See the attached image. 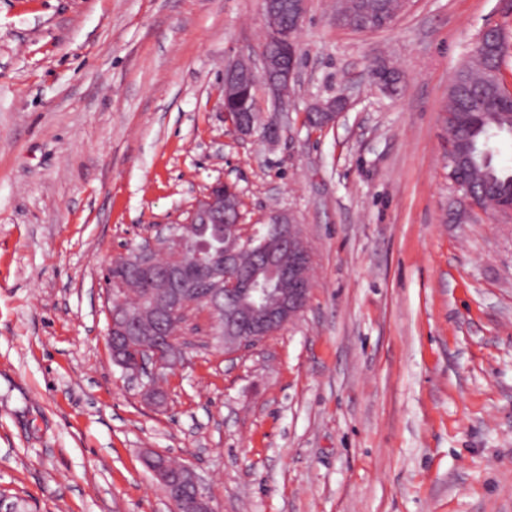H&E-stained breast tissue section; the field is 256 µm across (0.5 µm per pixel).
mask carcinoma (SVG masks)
<instances>
[{
  "label": "carcinoma",
  "instance_id": "cac0c4a2",
  "mask_svg": "<svg viewBox=\"0 0 512 512\" xmlns=\"http://www.w3.org/2000/svg\"><path fill=\"white\" fill-rule=\"evenodd\" d=\"M404 0H340L336 18L353 25L367 17L377 27L403 7ZM496 49L489 57L475 55L454 72L448 86V155L467 173L470 200L479 207L496 209L512 199V172L498 168L491 146L493 138L512 136V88L502 74L505 38L496 32ZM208 227L196 225L188 232L186 254L196 262L195 248L206 238Z\"/></svg>",
  "mask_w": 512,
  "mask_h": 512
}]
</instances>
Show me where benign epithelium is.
I'll list each match as a JSON object with an SVG mask.
<instances>
[{
	"instance_id": "7a95c632",
	"label": "benign epithelium",
	"mask_w": 512,
	"mask_h": 512,
	"mask_svg": "<svg viewBox=\"0 0 512 512\" xmlns=\"http://www.w3.org/2000/svg\"><path fill=\"white\" fill-rule=\"evenodd\" d=\"M307 0H293L291 17L283 23L280 16L268 6L262 7L265 25V42L274 44L278 53L288 58L269 76L272 57L264 52L257 54L259 69L253 75L263 76L267 93L276 111L282 112V100L288 95V87L296 75L297 35L306 14ZM375 77L387 92L397 91L398 75L380 68ZM224 83L235 86L243 93L250 80L241 78L237 63L224 70ZM343 108V99L332 98L316 102L306 114L311 124L329 127L336 122ZM224 119L232 130L241 136H251L261 131L264 139L275 136L276 129L266 124L259 126L257 112H231L224 110ZM240 197L236 192L216 182L190 210L187 224H215L224 228V249L202 260L207 287H200L198 279L189 276L182 265L184 238L173 227L156 226V233L148 236L135 250L120 258L126 275L113 279L108 310L107 344L114 363L127 377L138 381L141 394L153 404L164 403V395L158 387L159 380L177 372L184 363L183 353L171 348L166 336L167 326L180 319L190 309H203L223 328L227 349L255 345L292 322L305 308L310 291L307 280V262L310 257L297 251L294 246L296 218L289 213L273 214L260 237L241 242ZM246 250L253 253V264L277 274V297L269 299V289L256 279L242 276L240 257ZM136 279L151 285V303L138 310L131 308L125 298L126 280ZM150 363L129 361L122 357L120 341H144ZM165 455L151 452L145 457L148 470L163 485L175 483V491L169 496L173 512H215L207 488L194 468L182 463L177 478H172Z\"/></svg>"
}]
</instances>
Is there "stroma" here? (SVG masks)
<instances>
[{
	"instance_id": "1",
	"label": "stroma",
	"mask_w": 512,
	"mask_h": 512,
	"mask_svg": "<svg viewBox=\"0 0 512 512\" xmlns=\"http://www.w3.org/2000/svg\"><path fill=\"white\" fill-rule=\"evenodd\" d=\"M335 17L308 0L288 113L259 93L269 143L223 112L261 0H0V493L26 512H172L147 448L216 512H512V220L456 202L443 121L485 29L512 84V0ZM219 180L244 236L296 216L309 301L233 353L196 312L157 409L112 362L103 270ZM343 104V99L340 97L332 98L326 102L319 101L307 109L306 115L311 118L312 125L327 128L335 124Z\"/></svg>"
}]
</instances>
